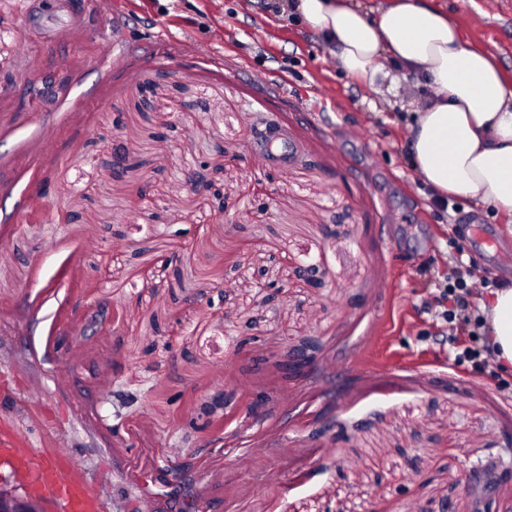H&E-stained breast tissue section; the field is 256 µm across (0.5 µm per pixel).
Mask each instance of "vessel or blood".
I'll return each instance as SVG.
<instances>
[{
    "label": "vessel or blood",
    "instance_id": "obj_1",
    "mask_svg": "<svg viewBox=\"0 0 512 512\" xmlns=\"http://www.w3.org/2000/svg\"><path fill=\"white\" fill-rule=\"evenodd\" d=\"M0 457L12 458L18 467L35 473L34 493L52 497L60 512H99L100 503L83 481L69 473L60 458L37 457L19 448L0 445Z\"/></svg>",
    "mask_w": 512,
    "mask_h": 512
}]
</instances>
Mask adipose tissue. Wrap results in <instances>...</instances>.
Returning <instances> with one entry per match:
<instances>
[{"instance_id":"ef3b65f1","label":"adipose tissue","mask_w":512,"mask_h":512,"mask_svg":"<svg viewBox=\"0 0 512 512\" xmlns=\"http://www.w3.org/2000/svg\"><path fill=\"white\" fill-rule=\"evenodd\" d=\"M308 27L335 45L348 77L374 84L387 63L421 73L432 94L410 125L412 165L439 196L478 199L512 213V85L499 63L462 37L433 0H293ZM495 355L512 368V285L482 305Z\"/></svg>"}]
</instances>
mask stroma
I'll use <instances>...</instances> for the list:
<instances>
[{
  "label": "stroma",
  "mask_w": 512,
  "mask_h": 512,
  "mask_svg": "<svg viewBox=\"0 0 512 512\" xmlns=\"http://www.w3.org/2000/svg\"><path fill=\"white\" fill-rule=\"evenodd\" d=\"M436 2L512 82V0ZM279 4L0 0V441L100 512H512V373L435 318L452 247L473 309L512 281V216L434 207L429 87Z\"/></svg>",
  "instance_id": "35a3bbf8"
}]
</instances>
